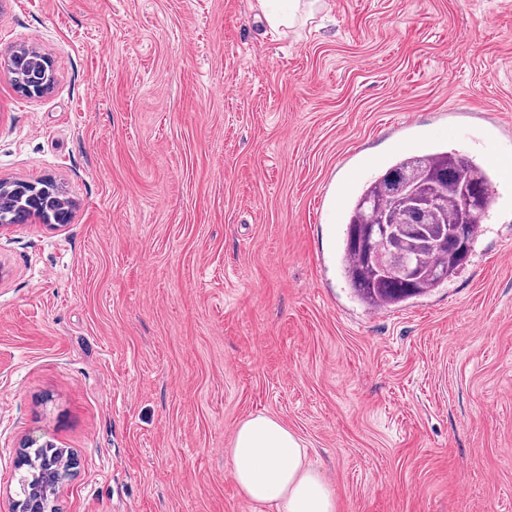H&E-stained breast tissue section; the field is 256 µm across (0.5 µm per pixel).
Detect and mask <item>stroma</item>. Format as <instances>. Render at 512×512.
Here are the masks:
<instances>
[{
  "label": "stroma",
  "instance_id": "obj_1",
  "mask_svg": "<svg viewBox=\"0 0 512 512\" xmlns=\"http://www.w3.org/2000/svg\"><path fill=\"white\" fill-rule=\"evenodd\" d=\"M0 0V181L70 223L0 227V512L17 457L59 512H272L226 464L293 431L337 512H512V175L469 262L388 310L340 258L348 202L407 154L512 159V0ZM265 21L273 33H281L296 25L301 0H258ZM29 183V182H27ZM30 188H29V186ZM29 193H36L40 198L39 216L45 224H60L58 223L59 216L63 215L69 220L71 213V206L67 199H65L60 192L57 184L52 179H43L35 183H29L24 188ZM31 454L33 456V460L28 454L29 458L32 460V463L29 466L27 475L17 479L20 495H24L26 490H42L44 486V478L42 475L41 467L39 465L42 460L51 458L62 459L63 456V453L60 449L51 447V445L41 446L40 448H31Z\"/></svg>",
  "mask_w": 512,
  "mask_h": 512
}]
</instances>
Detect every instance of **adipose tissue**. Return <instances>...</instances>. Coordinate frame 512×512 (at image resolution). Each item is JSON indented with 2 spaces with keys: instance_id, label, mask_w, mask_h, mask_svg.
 <instances>
[{
  "instance_id": "obj_1",
  "label": "adipose tissue",
  "mask_w": 512,
  "mask_h": 512,
  "mask_svg": "<svg viewBox=\"0 0 512 512\" xmlns=\"http://www.w3.org/2000/svg\"><path fill=\"white\" fill-rule=\"evenodd\" d=\"M248 501L275 512H336V493L312 466L297 435L278 419L257 414L241 422L225 451Z\"/></svg>"
}]
</instances>
